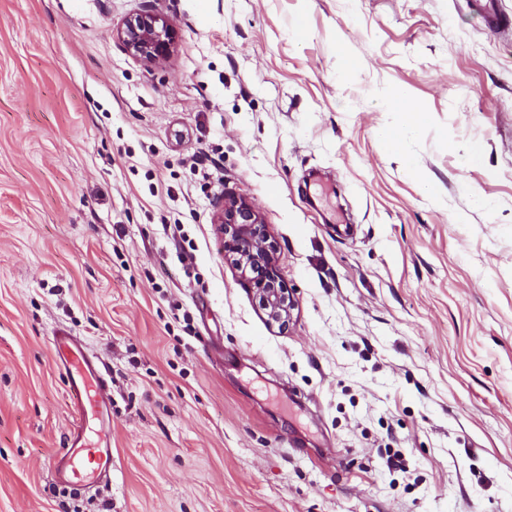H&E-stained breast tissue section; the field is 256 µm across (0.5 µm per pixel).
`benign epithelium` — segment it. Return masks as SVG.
Segmentation results:
<instances>
[{"label":"benign epithelium","mask_w":512,"mask_h":512,"mask_svg":"<svg viewBox=\"0 0 512 512\" xmlns=\"http://www.w3.org/2000/svg\"><path fill=\"white\" fill-rule=\"evenodd\" d=\"M115 36L129 55L148 65H157L167 61L173 52L175 25L146 8L124 19L116 27ZM214 223L224 239V260L243 275L251 268L266 270L263 280L250 279L252 291L268 322L286 328L296 300L280 279L276 243L267 233L260 214L249 203L226 195Z\"/></svg>","instance_id":"1"}]
</instances>
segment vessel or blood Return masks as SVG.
Here are the masks:
<instances>
[{"mask_svg":"<svg viewBox=\"0 0 512 512\" xmlns=\"http://www.w3.org/2000/svg\"><path fill=\"white\" fill-rule=\"evenodd\" d=\"M54 362L68 378L67 395L74 414L79 419L68 438L67 451L53 462L55 475L71 482L108 473L112 470V436L104 424L109 419L111 397L107 382L96 358L83 344L63 331L50 338ZM101 423L96 442H89L87 423Z\"/></svg>","mask_w":512,"mask_h":512,"instance_id":"1","label":"vessel or blood"}]
</instances>
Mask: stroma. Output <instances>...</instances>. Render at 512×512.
<instances>
[{"label":"stroma","mask_w":512,"mask_h":512,"mask_svg":"<svg viewBox=\"0 0 512 512\" xmlns=\"http://www.w3.org/2000/svg\"><path fill=\"white\" fill-rule=\"evenodd\" d=\"M147 6L157 66L114 36ZM398 95L430 117L413 175L378 139ZM228 194L286 329L224 260ZM56 329L107 372L111 479L53 476ZM0 512H512V28L478 0H0ZM115 36L123 49L148 65L161 64L169 59L175 46L173 22L146 8L120 23ZM214 224L224 239V260L245 277H248L246 272L250 268L263 267L266 270L263 280L250 278L251 289L268 322L285 329L297 303L280 279L276 266V243L267 233L260 214L246 201L226 195L224 206L215 215Z\"/></svg>","instance_id":"obj_1"}]
</instances>
